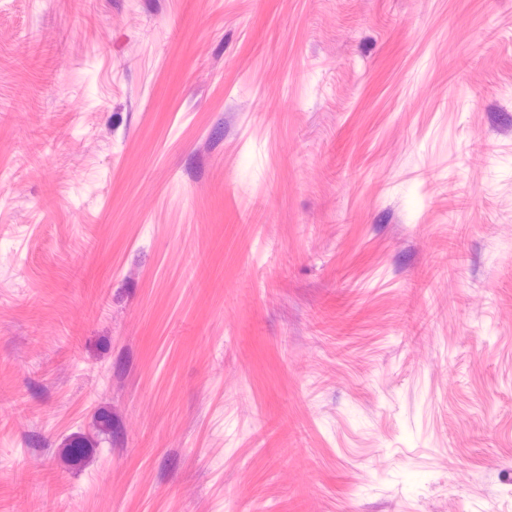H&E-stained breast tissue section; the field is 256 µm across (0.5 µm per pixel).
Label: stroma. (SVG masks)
I'll return each mask as SVG.
<instances>
[{
    "mask_svg": "<svg viewBox=\"0 0 512 512\" xmlns=\"http://www.w3.org/2000/svg\"><path fill=\"white\" fill-rule=\"evenodd\" d=\"M0 512H512V0H0Z\"/></svg>",
    "mask_w": 512,
    "mask_h": 512,
    "instance_id": "obj_1",
    "label": "stroma"
}]
</instances>
